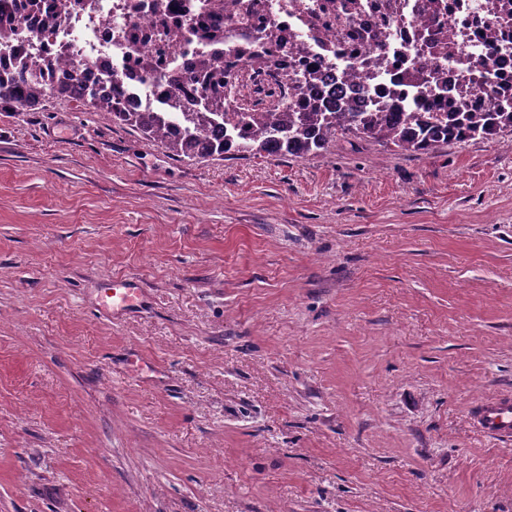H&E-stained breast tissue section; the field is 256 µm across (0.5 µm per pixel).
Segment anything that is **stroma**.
Masks as SVG:
<instances>
[{"label":"stroma","mask_w":512,"mask_h":512,"mask_svg":"<svg viewBox=\"0 0 512 512\" xmlns=\"http://www.w3.org/2000/svg\"><path fill=\"white\" fill-rule=\"evenodd\" d=\"M505 392L507 137L181 161L0 112V512H512ZM141 296V290L129 280H112L101 290L99 300L112 311H120L135 305ZM473 424L493 439H512V397L502 395L479 405Z\"/></svg>","instance_id":"35a3bbf8"}]
</instances>
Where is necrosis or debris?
<instances>
[{
    "mask_svg": "<svg viewBox=\"0 0 512 512\" xmlns=\"http://www.w3.org/2000/svg\"><path fill=\"white\" fill-rule=\"evenodd\" d=\"M321 3L313 15L308 0H25V9L0 16V23L41 63L70 62L80 86L119 92L130 112L161 111L173 77L235 49L237 94L251 104L261 100L258 83L275 85L313 65L328 81L325 96L341 89L358 107H371L399 92L414 60L441 39L457 55L442 75L448 96H460L468 61L481 57L488 35L500 47V71H512V19L495 0H440L444 34L429 22L422 0H356L345 12L336 0ZM271 31L286 36L289 49L274 50L261 72H252L246 54ZM380 40L385 66L373 78L366 63Z\"/></svg>",
    "mask_w": 512,
    "mask_h": 512,
    "instance_id": "necrosis-or-debris-1",
    "label": "necrosis or debris"
}]
</instances>
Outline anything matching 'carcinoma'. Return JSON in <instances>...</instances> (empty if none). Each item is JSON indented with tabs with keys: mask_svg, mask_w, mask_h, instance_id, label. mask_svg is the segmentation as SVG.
Returning <instances> with one entry per match:
<instances>
[{
	"mask_svg": "<svg viewBox=\"0 0 512 512\" xmlns=\"http://www.w3.org/2000/svg\"><path fill=\"white\" fill-rule=\"evenodd\" d=\"M480 79L474 98H447L436 93L443 65L427 60L404 80L417 87V95L404 103L395 97L380 107L357 110L338 97L334 105L308 95L319 73L290 78L296 95L268 108L234 112L232 87L218 71L204 82L203 108L192 112H127L92 89L78 88L66 67H54L45 79L44 69L27 58L17 66L0 61V112H34L53 97L76 100L114 123L136 129L143 138L162 145L177 158L223 160L256 155L308 156L326 152L340 139L356 138L381 143L400 152L428 153L450 142L477 137L493 139L512 134V87L494 65L481 58L473 62ZM180 121L173 131L170 119ZM231 124L227 133L209 134L211 125Z\"/></svg>",
	"mask_w": 512,
	"mask_h": 512,
	"instance_id": "1",
	"label": "carcinoma"
}]
</instances>
